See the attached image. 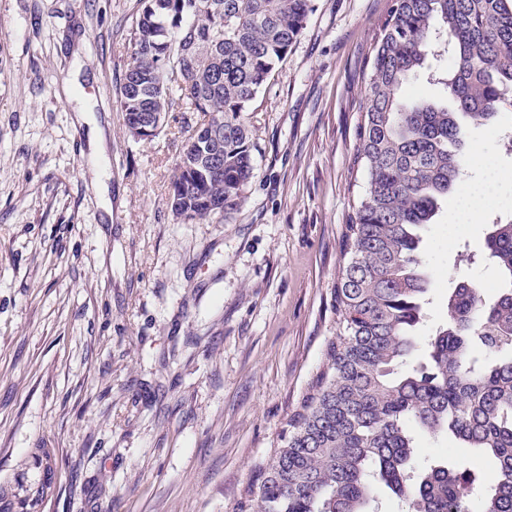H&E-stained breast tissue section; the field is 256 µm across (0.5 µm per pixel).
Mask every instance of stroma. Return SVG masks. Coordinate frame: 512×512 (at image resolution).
I'll use <instances>...</instances> for the list:
<instances>
[{
    "instance_id": "1",
    "label": "stroma",
    "mask_w": 512,
    "mask_h": 512,
    "mask_svg": "<svg viewBox=\"0 0 512 512\" xmlns=\"http://www.w3.org/2000/svg\"><path fill=\"white\" fill-rule=\"evenodd\" d=\"M249 104L254 171L227 221L168 207L199 112L133 138L116 100L139 0H0V512H236L338 332L343 234L375 38L391 0H312ZM465 155L498 153L497 125ZM102 128L105 155L90 139ZM422 233L423 359L460 282L493 299L495 217ZM46 498L30 508L41 485Z\"/></svg>"
}]
</instances>
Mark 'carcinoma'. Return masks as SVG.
I'll return each instance as SVG.
<instances>
[{
  "mask_svg": "<svg viewBox=\"0 0 512 512\" xmlns=\"http://www.w3.org/2000/svg\"><path fill=\"white\" fill-rule=\"evenodd\" d=\"M141 3L118 100L126 127L160 116L149 139L170 112L209 114L182 144L168 205L180 221L226 218L253 175L243 112L302 34L312 0ZM446 49L443 97L401 99L426 58ZM367 88L358 127L367 181L344 234L339 332L237 512H371L383 487L402 512H512L511 221L485 241L508 284L490 303L470 284L456 288L428 363L409 365L429 292L419 231L464 176L461 119L491 120L512 89V0H392ZM215 120L224 136L210 140ZM413 426L468 449L471 466L416 469Z\"/></svg>",
  "mask_w": 512,
  "mask_h": 512,
  "instance_id": "obj_1",
  "label": "carcinoma"
}]
</instances>
